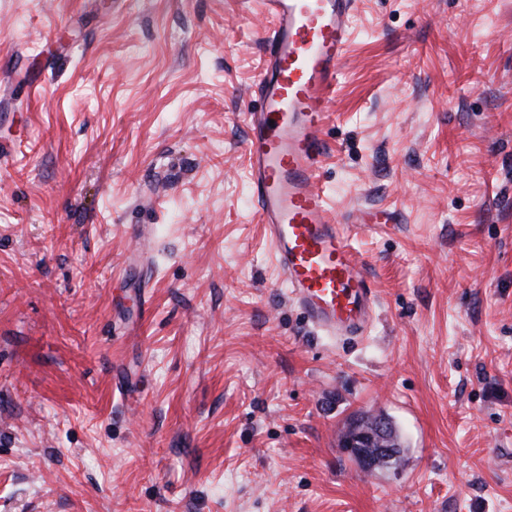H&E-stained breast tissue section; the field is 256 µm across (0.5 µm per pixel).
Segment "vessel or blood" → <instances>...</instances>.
<instances>
[{
    "instance_id": "vessel-or-blood-1",
    "label": "vessel or blood",
    "mask_w": 512,
    "mask_h": 512,
    "mask_svg": "<svg viewBox=\"0 0 512 512\" xmlns=\"http://www.w3.org/2000/svg\"><path fill=\"white\" fill-rule=\"evenodd\" d=\"M357 0H260L270 22L245 114L257 214L272 263L318 331L363 333L376 296L340 230L322 178L330 106L349 46Z\"/></svg>"
}]
</instances>
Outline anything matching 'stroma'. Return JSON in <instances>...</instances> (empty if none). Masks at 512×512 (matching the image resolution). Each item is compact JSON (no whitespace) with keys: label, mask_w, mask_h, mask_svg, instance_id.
I'll use <instances>...</instances> for the list:
<instances>
[{"label":"stroma","mask_w":512,"mask_h":512,"mask_svg":"<svg viewBox=\"0 0 512 512\" xmlns=\"http://www.w3.org/2000/svg\"><path fill=\"white\" fill-rule=\"evenodd\" d=\"M241 0H0V512H512V0H358L324 181L377 292L271 263ZM147 226L133 241L129 225ZM393 418L399 467L341 453Z\"/></svg>","instance_id":"35a3bbf8"}]
</instances>
